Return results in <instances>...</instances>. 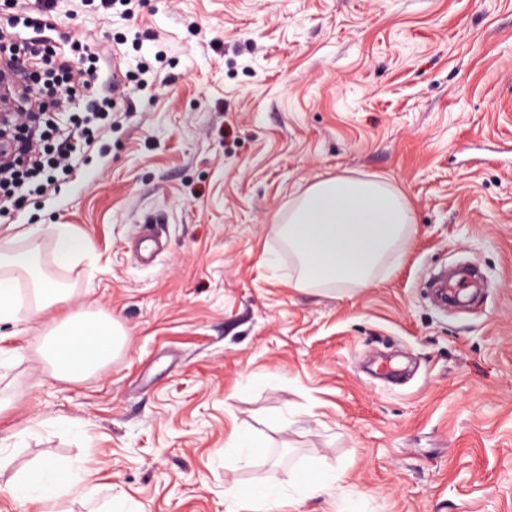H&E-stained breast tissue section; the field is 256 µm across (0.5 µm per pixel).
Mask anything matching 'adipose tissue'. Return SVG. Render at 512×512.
<instances>
[{
  "label": "adipose tissue",
  "instance_id": "ef3b65f1",
  "mask_svg": "<svg viewBox=\"0 0 512 512\" xmlns=\"http://www.w3.org/2000/svg\"><path fill=\"white\" fill-rule=\"evenodd\" d=\"M411 210L382 183L336 176L315 182L298 198L281 232L299 261V288L350 283L370 287L375 269L407 234ZM0 323H13L22 302L15 272L29 274L33 309L43 312L67 300L50 277L33 273L30 256L20 251L0 263ZM127 340L122 326L104 311L65 312L46 335L41 355L59 379L77 381L107 365ZM91 465L47 456L0 484V499L51 512L64 497L96 501L101 487L90 480Z\"/></svg>",
  "mask_w": 512,
  "mask_h": 512
}]
</instances>
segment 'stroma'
Wrapping results in <instances>:
<instances>
[{
	"instance_id": "1",
	"label": "stroma",
	"mask_w": 512,
	"mask_h": 512,
	"mask_svg": "<svg viewBox=\"0 0 512 512\" xmlns=\"http://www.w3.org/2000/svg\"><path fill=\"white\" fill-rule=\"evenodd\" d=\"M131 92L58 192L0 220L73 311L128 340L76 382L39 353L57 309L0 324V481L90 461L135 512H225L226 486L331 469L272 512H512V0H57ZM386 183L405 242L367 288L298 289L280 227L313 183ZM83 239L55 260L49 233ZM475 265L440 308L429 273ZM239 433L268 453L238 458ZM48 230L53 236L56 256L60 262H67L83 252V240L74 235L68 225L51 224ZM336 481V475L332 471L324 470L315 475L306 474L302 477L294 476L292 483L296 492H301L303 497L297 500L288 499V506L298 504L305 499L316 498L324 495Z\"/></svg>"
}]
</instances>
